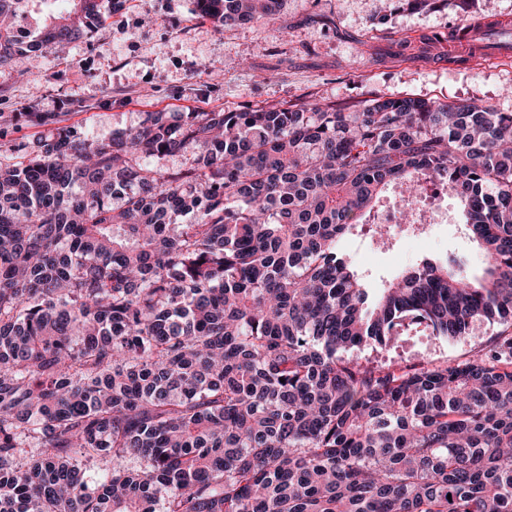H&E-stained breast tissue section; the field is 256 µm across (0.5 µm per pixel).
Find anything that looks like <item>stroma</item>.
<instances>
[{
    "label": "stroma",
    "mask_w": 512,
    "mask_h": 512,
    "mask_svg": "<svg viewBox=\"0 0 512 512\" xmlns=\"http://www.w3.org/2000/svg\"><path fill=\"white\" fill-rule=\"evenodd\" d=\"M512 19V0H470L467 10L442 5L410 9L404 0H283L271 21L217 27L198 18L194 0H127L90 39L60 50L43 47L26 78L0 66V164L20 159L48 131L47 115L97 138L138 126L147 112L239 111L248 107L334 102L359 104L384 96L480 99L512 112V59L454 61L449 29L480 19ZM430 42L422 61H404L401 42ZM224 68L214 78L210 65ZM448 221L427 251H409L403 232L377 243L370 228L355 230L344 250L370 288H384L423 256L464 259L479 269L482 255L466 235L459 205L446 197ZM502 330L474 322L455 340L418 327L389 348L360 360L411 365L461 362L478 355Z\"/></svg>",
    "instance_id": "35a3bbf8"
}]
</instances>
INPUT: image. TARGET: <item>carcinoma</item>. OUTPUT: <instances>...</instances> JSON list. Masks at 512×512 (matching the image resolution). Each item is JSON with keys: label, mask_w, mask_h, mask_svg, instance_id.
<instances>
[{"label": "carcinoma", "mask_w": 512, "mask_h": 512, "mask_svg": "<svg viewBox=\"0 0 512 512\" xmlns=\"http://www.w3.org/2000/svg\"><path fill=\"white\" fill-rule=\"evenodd\" d=\"M0 66L109 18L71 0ZM224 27L281 0H195ZM186 156L184 165L161 161ZM461 203L483 268L374 295L338 245L382 191ZM512 328V112L380 97L54 127L0 166V512H512V331L454 365L369 366L400 328Z\"/></svg>", "instance_id": "carcinoma-1"}]
</instances>
